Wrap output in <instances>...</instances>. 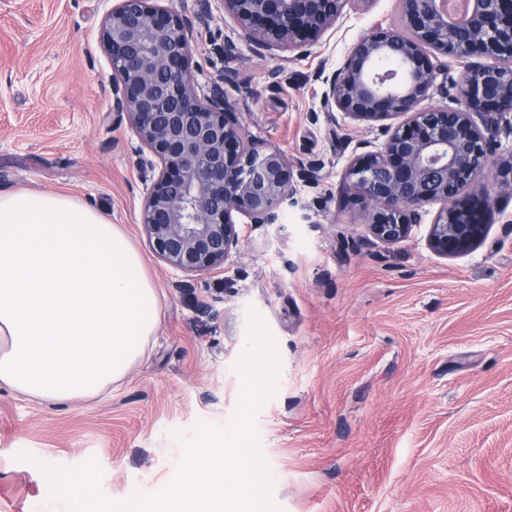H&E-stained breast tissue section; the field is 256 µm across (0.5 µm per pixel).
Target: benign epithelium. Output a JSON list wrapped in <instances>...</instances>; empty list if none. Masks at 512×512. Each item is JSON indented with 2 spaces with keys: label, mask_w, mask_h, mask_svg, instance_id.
<instances>
[{
  "label": "benign epithelium",
  "mask_w": 512,
  "mask_h": 512,
  "mask_svg": "<svg viewBox=\"0 0 512 512\" xmlns=\"http://www.w3.org/2000/svg\"><path fill=\"white\" fill-rule=\"evenodd\" d=\"M241 39L267 50H299L318 39L347 7L374 0H221ZM447 0H400L407 31L380 24L350 48L342 70L325 80L326 103L353 121H391L382 147L354 155L345 180L352 204L363 206L368 235L381 243L406 239L423 209H439L428 245L443 257L464 255L487 225L458 206L478 192L484 208L512 199V153L493 182H481L497 138H512V0H467L465 22H448ZM191 22L156 0H116L100 41L114 74L112 111L127 117L158 169L142 211L157 255L171 267L209 274L241 239L238 212L252 224H276L297 189L287 157L254 151L235 108L215 84L195 87ZM494 59L464 77L458 107H423L434 94L430 55Z\"/></svg>",
  "instance_id": "obj_1"
}]
</instances>
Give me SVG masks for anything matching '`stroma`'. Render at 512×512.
I'll return each mask as SVG.
<instances>
[{
    "instance_id": "obj_1",
    "label": "stroma",
    "mask_w": 512,
    "mask_h": 512,
    "mask_svg": "<svg viewBox=\"0 0 512 512\" xmlns=\"http://www.w3.org/2000/svg\"><path fill=\"white\" fill-rule=\"evenodd\" d=\"M115 0H0V192H59L120 225L161 300L142 359L112 391L54 406L0 388V512H69L37 462L95 459L109 498L149 494L173 477L176 432L233 419L234 365L256 311L280 358L257 413L260 452L281 512H512V199L500 200L472 252L427 245L436 206L408 239L370 241L345 203L356 153L382 123L327 111L323 77L399 0L353 9L304 51L238 37L212 0H172L193 19L198 87L223 82L253 148L282 151L297 205L278 223L234 214L243 239L219 274H188L156 254L141 224L151 172L144 146L112 110L100 29ZM232 42L229 53L217 44Z\"/></svg>"
}]
</instances>
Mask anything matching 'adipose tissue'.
Listing matches in <instances>:
<instances>
[{"mask_svg":"<svg viewBox=\"0 0 512 512\" xmlns=\"http://www.w3.org/2000/svg\"><path fill=\"white\" fill-rule=\"evenodd\" d=\"M159 322L160 298L120 225L70 195L0 193V387L57 405L93 398Z\"/></svg>","mask_w":512,"mask_h":512,"instance_id":"adipose-tissue-1","label":"adipose tissue"}]
</instances>
